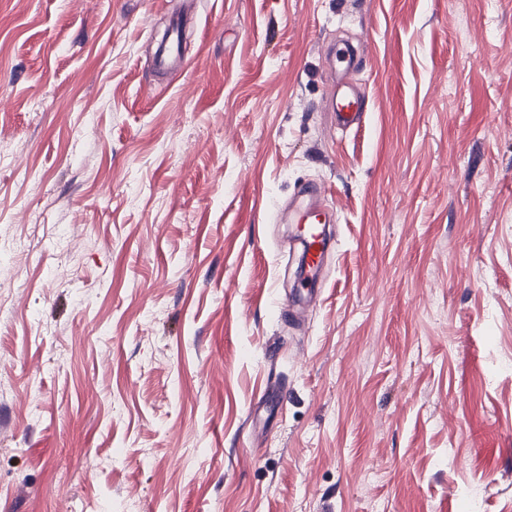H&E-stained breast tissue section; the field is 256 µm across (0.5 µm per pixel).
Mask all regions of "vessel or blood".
<instances>
[{
	"label": "vessel or blood",
	"instance_id": "1",
	"mask_svg": "<svg viewBox=\"0 0 512 512\" xmlns=\"http://www.w3.org/2000/svg\"><path fill=\"white\" fill-rule=\"evenodd\" d=\"M182 37V21L173 20L168 30L166 47L156 60L158 68L173 69L179 56ZM329 60L332 68L338 74V80L331 89V102L336 116V124L346 131L359 130L364 124L367 107L363 95L349 80L355 68L354 52L350 46L339 45L333 48ZM290 221L300 225L304 232L303 251L309 282L301 288L299 301L281 303L280 313L288 317L294 316L298 304H316L320 296V292L314 288L313 282L318 279L324 266L328 247L325 226L331 221V215L326 206L324 188L311 187L308 200L295 208Z\"/></svg>",
	"mask_w": 512,
	"mask_h": 512
}]
</instances>
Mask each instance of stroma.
I'll use <instances>...</instances> for the list:
<instances>
[{
    "mask_svg": "<svg viewBox=\"0 0 512 512\" xmlns=\"http://www.w3.org/2000/svg\"><path fill=\"white\" fill-rule=\"evenodd\" d=\"M0 512H512V0H0ZM183 37V23L180 19L173 20L170 24L167 42L164 51L156 60L159 69L180 70L185 69V65L174 66L175 61L179 57L180 45ZM332 70L339 75L331 89V102L336 124L342 130L358 131L364 124L367 107L364 96L349 77L355 68L354 52L349 45H336L328 54ZM309 199L295 208L289 221L293 224H300L304 232L303 251L305 255L306 276L312 280L300 288L301 298L292 302L280 304L281 316H288L292 319L296 314L299 303L316 304L321 290L315 287L317 279L324 266L328 240L325 233V225L331 223V215L325 204L326 191L321 186H312L309 189Z\"/></svg>",
    "mask_w": 512,
    "mask_h": 512,
    "instance_id": "35a3bbf8",
    "label": "stroma"
}]
</instances>
